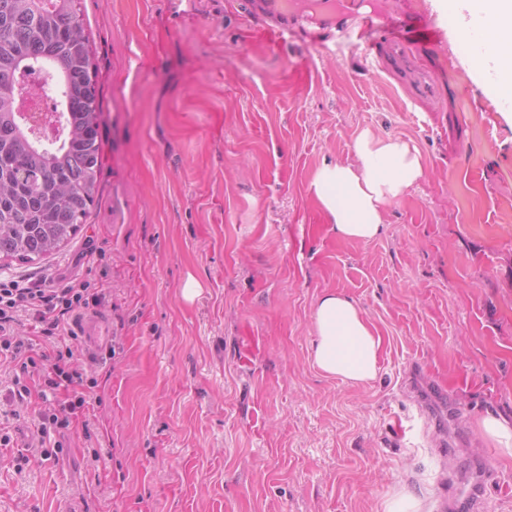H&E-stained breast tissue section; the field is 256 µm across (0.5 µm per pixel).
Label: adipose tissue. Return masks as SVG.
<instances>
[{"label":"adipose tissue","instance_id":"adipose-tissue-1","mask_svg":"<svg viewBox=\"0 0 512 512\" xmlns=\"http://www.w3.org/2000/svg\"><path fill=\"white\" fill-rule=\"evenodd\" d=\"M442 17L459 37L472 24H483L486 45L466 59L498 97L511 99L512 0H446ZM353 151L354 161L322 163L310 190L338 239L369 242L382 232L384 207L401 200L426 170L416 146L402 138H381L366 130L356 137ZM311 320L314 367L351 386L377 378L384 339L355 299L341 291L325 292Z\"/></svg>","mask_w":512,"mask_h":512}]
</instances>
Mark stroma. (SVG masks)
I'll return each mask as SVG.
<instances>
[{
	"label": "stroma",
	"instance_id": "35a3bbf8",
	"mask_svg": "<svg viewBox=\"0 0 512 512\" xmlns=\"http://www.w3.org/2000/svg\"><path fill=\"white\" fill-rule=\"evenodd\" d=\"M101 75L103 165L79 234L4 275L92 279L103 252L124 349L99 368L89 433L58 463L0 469V512H440L444 482L484 462L482 512H512V465L474 423L512 416V108L454 51L353 48L341 31L244 42L230 0H81ZM412 141L425 179L381 235L343 241L309 189L354 161L363 130ZM194 277L201 288L185 299ZM386 339L378 377L348 386L309 359L326 291ZM453 389L457 451L405 374ZM101 450L90 463L92 450Z\"/></svg>",
	"mask_w": 512,
	"mask_h": 512
}]
</instances>
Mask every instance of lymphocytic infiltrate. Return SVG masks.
Here are the masks:
<instances>
[{"label":"lymphocytic infiltrate","instance_id":"obj_1","mask_svg":"<svg viewBox=\"0 0 512 512\" xmlns=\"http://www.w3.org/2000/svg\"><path fill=\"white\" fill-rule=\"evenodd\" d=\"M110 289L85 280L58 285L44 277L0 276V447L9 450V465L22 473L31 455L57 460L65 436L88 427L91 404L83 394L89 382L75 362L71 346L57 345L83 313L108 303ZM31 320L35 334L22 335V320ZM53 400L39 412L38 441L14 449L5 426L31 400Z\"/></svg>","mask_w":512,"mask_h":512}]
</instances>
